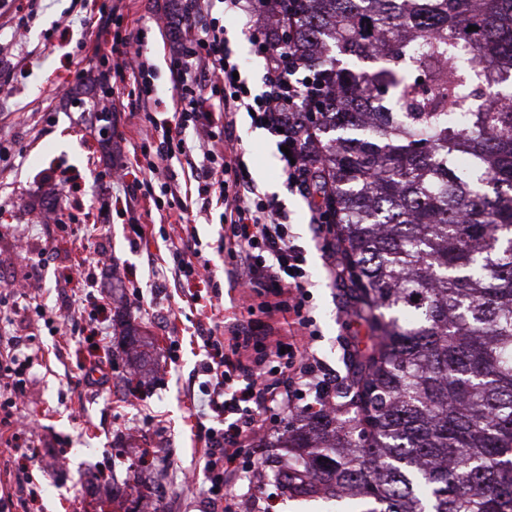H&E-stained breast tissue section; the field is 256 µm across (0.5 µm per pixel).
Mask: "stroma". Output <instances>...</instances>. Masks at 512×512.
I'll use <instances>...</instances> for the list:
<instances>
[{"mask_svg":"<svg viewBox=\"0 0 512 512\" xmlns=\"http://www.w3.org/2000/svg\"><path fill=\"white\" fill-rule=\"evenodd\" d=\"M83 0H0V144L12 147L6 171H0V294L6 284L36 276L31 299L59 316L58 332L33 328L24 309L5 300L0 334H36L27 395L14 430L25 444L18 452L0 446V501L9 512H139L141 500L155 497L163 512H224L212 506L209 483L203 479L207 450L197 437L209 423V410L198 391L196 372L207 353L198 335L206 320L233 322L253 316L267 324L263 298L243 300L225 271L230 264L220 251L218 217L196 218V236L211 259L210 282L158 289L153 268L172 265L180 244L174 216L153 213L140 199L132 206L114 203L103 194L100 180L112 169L135 167L136 152L149 132L145 113H114L102 126L90 108L101 99L98 76L81 69L77 46H95L94 33L79 22ZM129 19L149 33L150 50L159 71L157 93L164 112L173 109L169 81L172 37L179 25L177 0H130ZM33 22H26L28 13ZM224 26L234 42L254 90L264 81L263 62L255 53L254 31L233 16ZM84 79H77V72ZM239 144L251 172L268 193L292 213L295 230L306 250L307 268L315 283L304 309L317 336L313 349L344 383L343 354L352 337L366 330L343 315L344 292L325 272L324 250L333 237L312 232L307 203L284 182L274 139L242 118ZM80 212L86 221L75 235L60 233L44 212ZM139 224H132V215ZM27 250H19V240ZM99 251L107 259L96 268L92 297L106 311L95 341L66 333L65 316L81 288L71 281L70 265L79 252ZM141 332L138 346L125 351L123 323ZM103 362L119 381L89 388L78 379L87 363ZM307 390L294 398L293 409L270 408L264 417L271 427L269 444L247 443L228 488L240 498L241 512H263L274 497L273 512H356L358 503L339 498L333 503L288 496L274 479L276 466L287 457L278 430L299 407L314 402ZM136 427L134 453L117 449L121 432ZM64 468H56L57 459ZM112 480L111 499H104L93 474ZM192 472L199 481L192 494L182 488Z\"/></svg>","mask_w":512,"mask_h":512,"instance_id":"35a3bbf8","label":"stroma"}]
</instances>
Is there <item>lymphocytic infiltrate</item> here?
Listing matches in <instances>:
<instances>
[{"mask_svg":"<svg viewBox=\"0 0 512 512\" xmlns=\"http://www.w3.org/2000/svg\"><path fill=\"white\" fill-rule=\"evenodd\" d=\"M179 10L177 46L170 57L174 113L162 119L149 112L158 99L143 30L124 26L122 5L99 10L93 24L110 48L94 50L91 60L101 67L105 81L127 79L131 88L126 100L110 99L97 117L109 121L111 112L122 106L148 112V138L157 158L183 156L198 183L194 201L175 197L168 208L183 216L192 211L205 215L221 203L224 248L233 259L230 281L242 289L265 288L275 298L274 312L299 318L297 329L286 335L274 325L259 328L249 320L233 324L223 337L213 327L200 332L211 349L200 392L215 424L200 428L199 438L210 450L205 468L216 489L217 466L235 468L242 443L264 433L263 409L288 403L302 386L314 384L325 391L331 386L329 373L313 358L312 321L302 314L311 285L305 250L288 209L246 172L236 137L240 114H248L253 126L290 149V156L281 159V172L301 197L318 195L324 174L319 139L304 118V102L317 90L311 63L299 52L284 51L270 29L271 23L283 21L279 0H267L262 13L254 0H180ZM228 15L264 33L262 91L253 90L240 75L242 65L224 28ZM183 232L174 259L177 276L188 283L208 278L209 260L193 229L187 226ZM24 347L15 336L0 352V377H7L10 389L0 400V424L6 426L26 394L31 358ZM270 358L275 361L271 368L266 365Z\"/></svg>","mask_w":512,"mask_h":512,"instance_id":"obj_1","label":"lymphocytic infiltrate"}]
</instances>
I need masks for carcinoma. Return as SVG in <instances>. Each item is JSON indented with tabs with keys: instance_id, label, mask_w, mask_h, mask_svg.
I'll use <instances>...</instances> for the list:
<instances>
[{
	"instance_id": "obj_1",
	"label": "carcinoma",
	"mask_w": 512,
	"mask_h": 512,
	"mask_svg": "<svg viewBox=\"0 0 512 512\" xmlns=\"http://www.w3.org/2000/svg\"><path fill=\"white\" fill-rule=\"evenodd\" d=\"M290 2L367 336L341 416L288 428L275 479L366 512H512V108L490 102L512 100V0Z\"/></svg>"
}]
</instances>
